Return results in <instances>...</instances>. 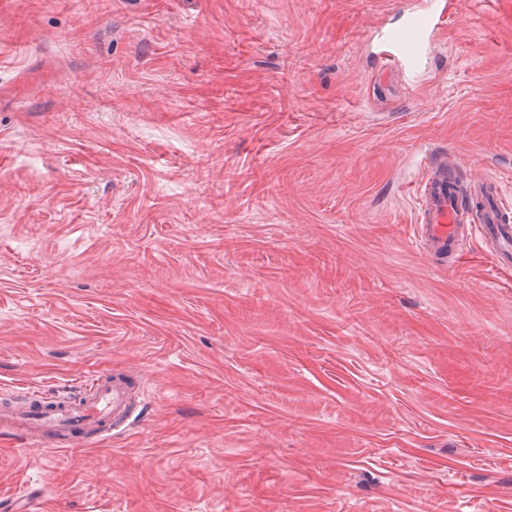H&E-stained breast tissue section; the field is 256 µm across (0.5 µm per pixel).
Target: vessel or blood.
<instances>
[{
    "label": "vessel or blood",
    "instance_id": "vessel-or-blood-1",
    "mask_svg": "<svg viewBox=\"0 0 512 512\" xmlns=\"http://www.w3.org/2000/svg\"><path fill=\"white\" fill-rule=\"evenodd\" d=\"M447 10V0H418L401 26L379 33V57L408 68L418 65L429 55ZM417 195L418 250L452 265L461 259L466 238L475 234L493 268H512V221L501 205L499 179L483 166L480 153L465 157L445 147L433 151ZM140 386L138 378L115 368L95 375L75 399L34 393L0 406V432L37 449L87 446L131 424V398Z\"/></svg>",
    "mask_w": 512,
    "mask_h": 512
}]
</instances>
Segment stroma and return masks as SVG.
Segmentation results:
<instances>
[{"instance_id":"1","label":"stroma","mask_w":512,"mask_h":512,"mask_svg":"<svg viewBox=\"0 0 512 512\" xmlns=\"http://www.w3.org/2000/svg\"><path fill=\"white\" fill-rule=\"evenodd\" d=\"M0 0V398L142 379L78 449L0 435L37 512H512V270L415 246L424 158L512 217V0ZM447 10L445 0L418 1L401 26L378 34L379 57L414 68L431 52L437 30L447 21Z\"/></svg>"}]
</instances>
